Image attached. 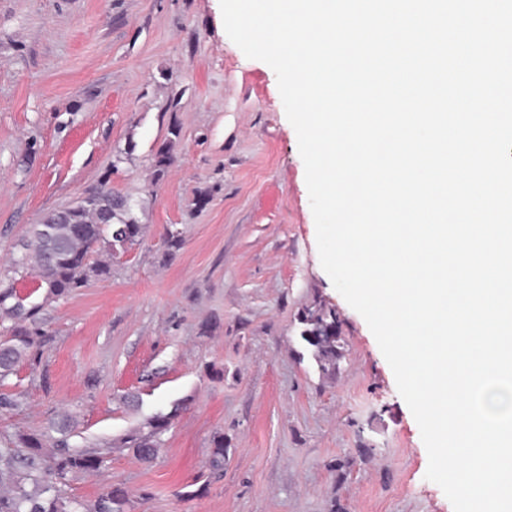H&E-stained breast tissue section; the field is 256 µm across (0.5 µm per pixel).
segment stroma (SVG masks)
Returning <instances> with one entry per match:
<instances>
[{"label": "stroma", "mask_w": 512, "mask_h": 512, "mask_svg": "<svg viewBox=\"0 0 512 512\" xmlns=\"http://www.w3.org/2000/svg\"><path fill=\"white\" fill-rule=\"evenodd\" d=\"M103 187L132 200L140 238L110 280L45 300L13 256L47 212ZM4 292L44 344L0 381L22 401L0 409V443L70 414L71 446L112 449L69 495L119 488L128 512H454L374 335L321 266L276 75L228 37L219 0H0ZM314 304L342 338L331 375L299 339ZM160 413L174 419L146 463L121 443Z\"/></svg>", "instance_id": "35a3bbf8"}]
</instances>
